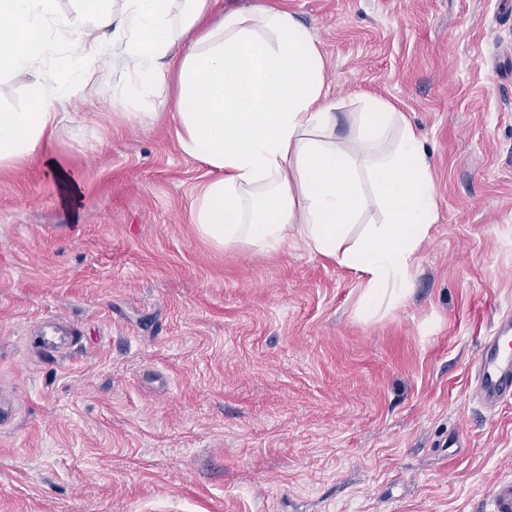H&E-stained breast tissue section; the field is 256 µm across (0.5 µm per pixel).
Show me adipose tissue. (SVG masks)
Returning <instances> with one entry per match:
<instances>
[{
  "label": "adipose tissue",
  "mask_w": 512,
  "mask_h": 512,
  "mask_svg": "<svg viewBox=\"0 0 512 512\" xmlns=\"http://www.w3.org/2000/svg\"><path fill=\"white\" fill-rule=\"evenodd\" d=\"M93 3V11L68 15L54 0H0V29L8 37L0 73L37 77L26 109L0 112V165L38 161L58 182L63 204L76 201L79 177L49 143L65 118L62 104L108 29L112 55L123 63L114 98L142 122L138 96L174 86L183 152L218 173L192 206L203 237L227 250L299 240L354 272L366 317L410 294L438 212L431 166L402 113L365 98L353 134L336 138L323 57L288 11L228 10L209 28L217 0ZM193 29L199 37L180 53ZM56 34L71 51L54 63ZM373 209L381 210V222L362 225Z\"/></svg>",
  "instance_id": "obj_1"
}]
</instances>
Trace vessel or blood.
<instances>
[{"mask_svg":"<svg viewBox=\"0 0 512 512\" xmlns=\"http://www.w3.org/2000/svg\"><path fill=\"white\" fill-rule=\"evenodd\" d=\"M38 330L39 346L46 352L61 353L73 344V328L58 321H43ZM474 368V395L482 405L495 408L512 403V320L502 319L481 343ZM489 512H512V479L494 483Z\"/></svg>","mask_w":512,"mask_h":512,"instance_id":"1","label":"vessel or blood"}]
</instances>
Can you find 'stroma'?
Instances as JSON below:
<instances>
[{
    "mask_svg": "<svg viewBox=\"0 0 512 512\" xmlns=\"http://www.w3.org/2000/svg\"><path fill=\"white\" fill-rule=\"evenodd\" d=\"M312 34L351 136L363 97L419 135L438 220L411 295L367 318L354 274L301 243L225 250L192 204L173 89L130 121L99 57L50 149L0 167V512H487L512 406L473 358L512 313V0H221ZM64 357L33 348L46 316Z\"/></svg>",
    "mask_w": 512,
    "mask_h": 512,
    "instance_id": "stroma-1",
    "label": "stroma"
}]
</instances>
